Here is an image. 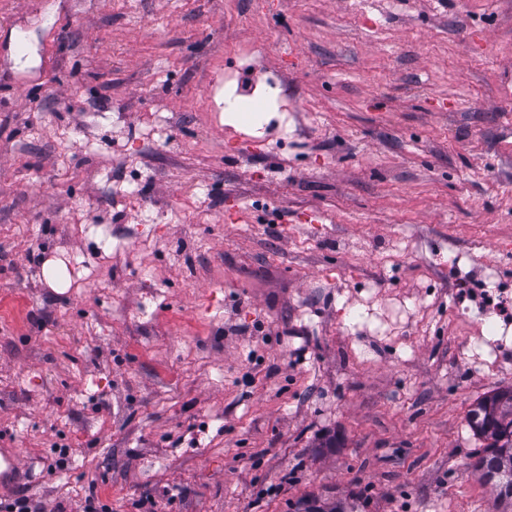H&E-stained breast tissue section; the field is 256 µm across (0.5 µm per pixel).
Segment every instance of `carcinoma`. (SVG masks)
I'll use <instances>...</instances> for the list:
<instances>
[{"label": "carcinoma", "mask_w": 512, "mask_h": 512, "mask_svg": "<svg viewBox=\"0 0 512 512\" xmlns=\"http://www.w3.org/2000/svg\"><path fill=\"white\" fill-rule=\"evenodd\" d=\"M471 429L490 440L477 461L482 478L492 484L500 502L512 506V390L478 401L468 411Z\"/></svg>", "instance_id": "carcinoma-1"}]
</instances>
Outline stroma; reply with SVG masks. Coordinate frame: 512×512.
Here are the masks:
<instances>
[{
    "label": "stroma",
    "instance_id": "35a3bbf8",
    "mask_svg": "<svg viewBox=\"0 0 512 512\" xmlns=\"http://www.w3.org/2000/svg\"><path fill=\"white\" fill-rule=\"evenodd\" d=\"M261 44L285 142L220 114ZM488 291L512 0H0V448L46 512H503ZM471 429L490 443L477 461L482 478L497 491L500 502L512 506V390L494 393L468 411ZM511 474V480L506 477Z\"/></svg>",
    "mask_w": 512,
    "mask_h": 512
}]
</instances>
